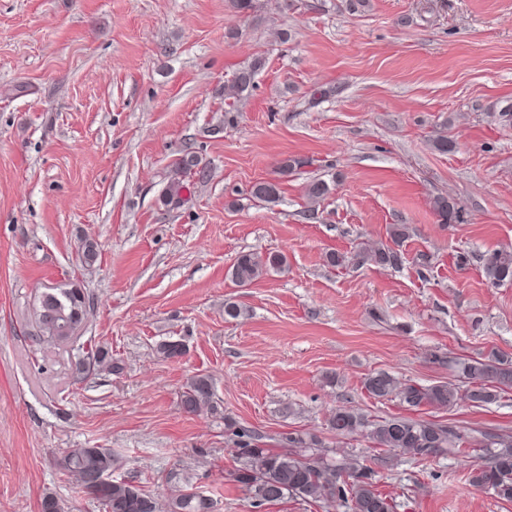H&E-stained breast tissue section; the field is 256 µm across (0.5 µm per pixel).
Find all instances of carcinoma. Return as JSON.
I'll list each match as a JSON object with an SVG mask.
<instances>
[{
  "mask_svg": "<svg viewBox=\"0 0 512 512\" xmlns=\"http://www.w3.org/2000/svg\"><path fill=\"white\" fill-rule=\"evenodd\" d=\"M262 61L238 70L224 84V98L241 99L253 85L255 73ZM174 176L170 179L164 203L178 205L181 193L188 188L187 179L202 180L208 175L195 155H185L173 164ZM331 185L320 177L310 178L304 186V195L311 203L326 199ZM250 196L265 203L279 198V183L262 180L254 183ZM432 206L443 224L463 222L462 209L455 199L437 196ZM391 243L380 244L369 250H360L355 259L385 268L402 264L400 247L409 237L405 224H393L389 229ZM98 245L86 241L79 251V261L85 268L98 261ZM285 264L281 253L265 258L253 253L239 254L231 270L232 279L245 287L271 270H279ZM482 272L492 285L512 281V250L493 249L482 258ZM47 297L34 299L31 317L37 328V339L53 346H64L74 338L88 318L90 301L82 288L72 283L65 287L46 288ZM112 355L104 347H97L78 360L77 375L85 378L100 370H112ZM459 378L464 393L448 382L422 385L411 380L401 381L386 371L370 374L365 380L367 393L376 400L396 399L410 410L428 406L446 409L464 399L474 407L494 404L501 393L512 390V359L496 351L461 363ZM181 407L188 414L202 410L217 412L214 405L213 385L210 377L196 375L187 383L180 397ZM330 429L337 434L367 438L375 448L386 452L381 461L393 466L397 456L411 454L429 457L444 448H460L466 440L452 427L413 417H389L370 420L362 413L346 407L336 408L328 420ZM236 459L239 463L231 477L252 499L253 507L260 508L288 501L299 505L321 503L327 509L339 512H396L397 503L378 490L377 472L372 467L343 455H329V450L317 435L290 433L282 440L280 450L264 448L258 437L249 430L234 431ZM487 459L478 465L471 477L476 487L492 492L503 501L512 502V438L490 439L483 444ZM57 464L69 476L85 479L88 474H103L105 480L95 486L82 485V489L96 496L105 512H213V499L201 495L189 487L176 488L167 502L161 503L141 486L131 481L112 479L116 459L110 448H67L57 459Z\"/></svg>",
  "mask_w": 512,
  "mask_h": 512,
  "instance_id": "obj_1",
  "label": "carcinoma"
}]
</instances>
